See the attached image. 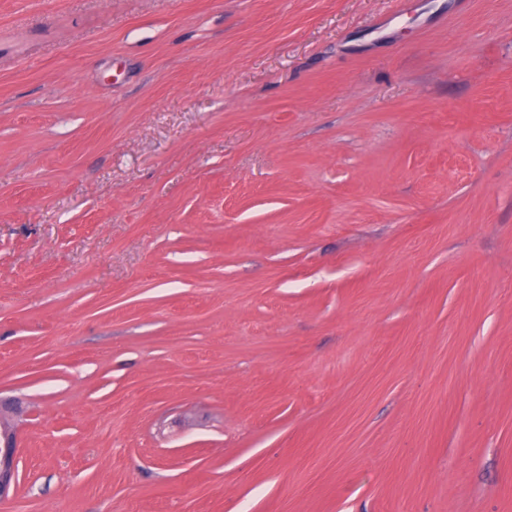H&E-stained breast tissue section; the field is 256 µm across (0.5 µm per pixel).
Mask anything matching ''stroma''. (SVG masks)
I'll return each mask as SVG.
<instances>
[{"mask_svg": "<svg viewBox=\"0 0 512 512\" xmlns=\"http://www.w3.org/2000/svg\"><path fill=\"white\" fill-rule=\"evenodd\" d=\"M0 512H512V0H0ZM0 407V499L6 497L17 472L18 445L16 428L18 420L14 414L4 413Z\"/></svg>", "mask_w": 512, "mask_h": 512, "instance_id": "35a3bbf8", "label": "stroma"}]
</instances>
